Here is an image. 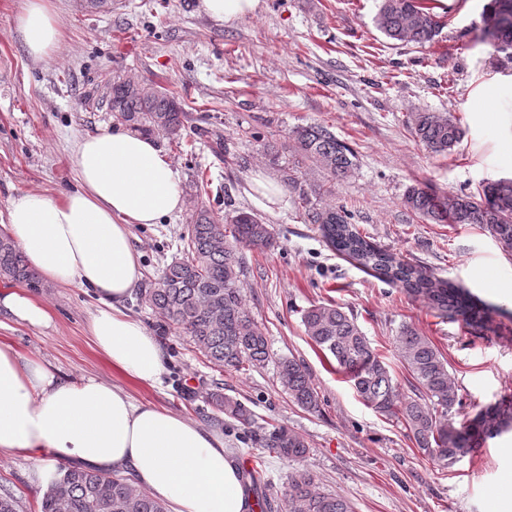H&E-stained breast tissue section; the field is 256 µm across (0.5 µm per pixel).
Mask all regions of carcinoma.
<instances>
[{"label": "carcinoma", "instance_id": "obj_1", "mask_svg": "<svg viewBox=\"0 0 512 512\" xmlns=\"http://www.w3.org/2000/svg\"><path fill=\"white\" fill-rule=\"evenodd\" d=\"M375 24L390 40L421 45L434 42L440 29L427 0H380ZM481 34L496 52L512 60V0H488L483 5ZM111 86L107 105L115 122L141 134H161L171 142L182 138L187 113L174 95L120 75L112 77ZM407 123L419 142L436 154L452 150L464 136L458 123L435 112H414ZM292 137L301 154L324 169L331 180L344 179L354 171L353 148L327 127L300 126ZM404 204L436 224H479L503 252L512 254V178L486 181L476 196L438 194L414 185L406 190ZM307 218L319 225L336 254L424 302L442 318L483 326L498 312L470 290L439 279L366 239L342 207L312 205ZM180 242L185 256L167 264L158 282L141 292V300L167 326L188 336L214 366L240 370L263 365L268 358L267 339L245 307L239 247L260 251L273 247L270 225L246 210L221 221L201 204L195 207ZM0 280L20 283L35 292L42 288L39 273L4 230L0 232ZM302 323L315 346L348 376L364 404L402 420L417 446L443 466L477 452L489 439L512 433L509 396L479 406L458 426L448 419L459 403L458 388L447 360L416 329L405 326L394 337V348L415 394L401 398L382 356L356 320L339 306L313 305L303 313ZM279 376L294 403L309 412L319 411V395L302 363L282 360ZM212 404L239 426L250 429L256 424L253 411L238 399L214 393ZM260 441L292 461L300 462L310 453L308 442L286 426L261 435ZM283 509L354 512L346 497L321 490L307 469L289 476ZM39 512H166V508L127 476L61 466L41 498Z\"/></svg>", "mask_w": 512, "mask_h": 512}]
</instances>
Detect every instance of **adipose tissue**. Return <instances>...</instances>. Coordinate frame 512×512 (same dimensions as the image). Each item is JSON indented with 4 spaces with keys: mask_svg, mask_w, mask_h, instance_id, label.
<instances>
[{
    "mask_svg": "<svg viewBox=\"0 0 512 512\" xmlns=\"http://www.w3.org/2000/svg\"><path fill=\"white\" fill-rule=\"evenodd\" d=\"M29 53L51 56L60 40L51 0H25L17 19ZM79 187L49 196L28 191L0 211L29 264L58 286L91 289L89 329L113 369L137 382L163 383L165 356L150 330L126 311L141 281L135 224L182 212L180 177L148 137L126 130L80 138L73 149ZM0 311L32 328L52 316L34 295L0 286ZM35 467L65 459L121 470L171 512H252L222 433L168 409L135 402L118 385L88 376L61 379L42 359L0 342V457Z\"/></svg>",
    "mask_w": 512,
    "mask_h": 512,
    "instance_id": "1",
    "label": "adipose tissue"
}]
</instances>
